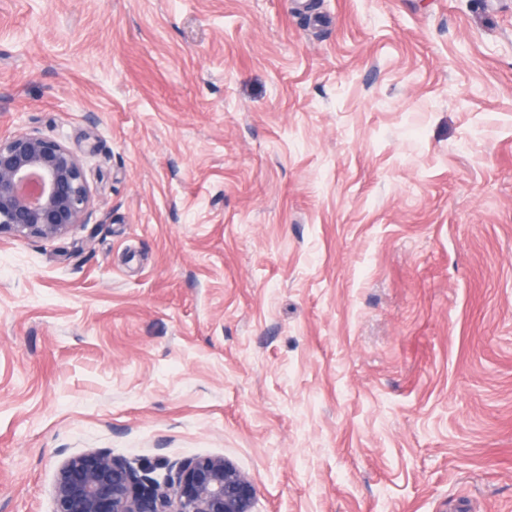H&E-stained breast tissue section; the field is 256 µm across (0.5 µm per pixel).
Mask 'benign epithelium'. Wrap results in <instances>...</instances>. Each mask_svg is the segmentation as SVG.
<instances>
[{"instance_id":"obj_1","label":"benign epithelium","mask_w":512,"mask_h":512,"mask_svg":"<svg viewBox=\"0 0 512 512\" xmlns=\"http://www.w3.org/2000/svg\"><path fill=\"white\" fill-rule=\"evenodd\" d=\"M90 215L83 164L64 143L37 130L0 137V235L50 241ZM255 499V484L222 456L156 474L89 450L60 466L53 512H252Z\"/></svg>"}]
</instances>
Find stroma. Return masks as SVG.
<instances>
[{"label": "stroma", "instance_id": "35a3bbf8", "mask_svg": "<svg viewBox=\"0 0 512 512\" xmlns=\"http://www.w3.org/2000/svg\"><path fill=\"white\" fill-rule=\"evenodd\" d=\"M30 129L92 214L0 237V512L92 448L512 512V0H0Z\"/></svg>", "mask_w": 512, "mask_h": 512}]
</instances>
